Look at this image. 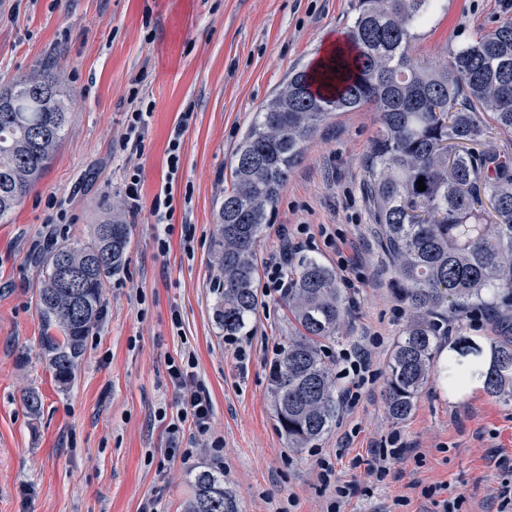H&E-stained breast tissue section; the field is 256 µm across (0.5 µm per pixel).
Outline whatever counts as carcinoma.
I'll return each instance as SVG.
<instances>
[{"mask_svg": "<svg viewBox=\"0 0 512 512\" xmlns=\"http://www.w3.org/2000/svg\"><path fill=\"white\" fill-rule=\"evenodd\" d=\"M437 0H359L348 49L298 70L257 113L234 155L231 190L216 213L223 277L216 320L238 336L258 306L254 247L303 148L337 112L372 105L365 189L381 245L393 260L394 293L408 309L384 391L392 420L412 412L448 336V315L480 304L512 322V154L479 151L495 129L512 131V21L448 52L432 71L412 56ZM66 89L45 70L0 89V222L40 180L63 142ZM424 179L426 189L418 190ZM130 226L112 216L86 241L43 256L41 349L59 384L71 383L99 320L102 292L124 264ZM292 333L270 372L275 418L300 451L336 421V376L323 347L342 338L344 298L333 271L304 258L284 294ZM440 368L460 392L474 379L512 402V340L484 348L467 337L449 345ZM186 512H240L224 475L197 473Z\"/></svg>", "mask_w": 512, "mask_h": 512, "instance_id": "obj_1", "label": "carcinoma"}]
</instances>
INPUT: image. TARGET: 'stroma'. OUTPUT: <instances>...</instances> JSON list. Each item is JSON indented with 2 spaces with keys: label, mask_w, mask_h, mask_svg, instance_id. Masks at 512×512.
Listing matches in <instances>:
<instances>
[{
  "label": "stroma",
  "mask_w": 512,
  "mask_h": 512,
  "mask_svg": "<svg viewBox=\"0 0 512 512\" xmlns=\"http://www.w3.org/2000/svg\"><path fill=\"white\" fill-rule=\"evenodd\" d=\"M358 0H0V88L51 70L69 93L72 121L44 176L8 223H0V512H139L158 496V512H184L195 475L212 468L208 449L189 461L168 458L158 408L175 415L167 360L194 351L224 438V483L241 512H325L335 486L348 488L340 512H433L424 488L447 486L461 512H500L494 494L512 459V403L476 388L450 394L430 378L411 415L393 422L384 401L388 360L407 319L391 290L392 266L378 245L364 194L365 164L379 114L372 108L324 121L290 171L261 230L256 259L282 249L280 225H307L301 256L335 267L320 232L336 225L356 267L343 338L327 356L371 343L377 370L356 407L303 451L289 448L275 421L269 365L291 326L281 294H265L247 326L252 359L239 374L216 320V213L231 187V159L260 108L292 71L310 67L345 34ZM512 20V0H439L414 45L416 59L442 65L451 46ZM150 110L141 154L119 152L124 112ZM193 112L173 186V223L191 225L159 254L149 209L128 211V169L141 167L143 199L167 181V143L180 113ZM55 208H48V199ZM118 212L130 225L123 268L102 296L97 327L85 341L68 387L54 379L40 347L37 305L41 257L30 250L48 218L57 240L87 239ZM182 316L181 332L171 312ZM449 338L480 344L507 336L495 319L464 313ZM41 397L40 413L24 405ZM403 448L383 481L364 465L392 433ZM332 463L331 485L319 479Z\"/></svg>",
  "instance_id": "1"
}]
</instances>
